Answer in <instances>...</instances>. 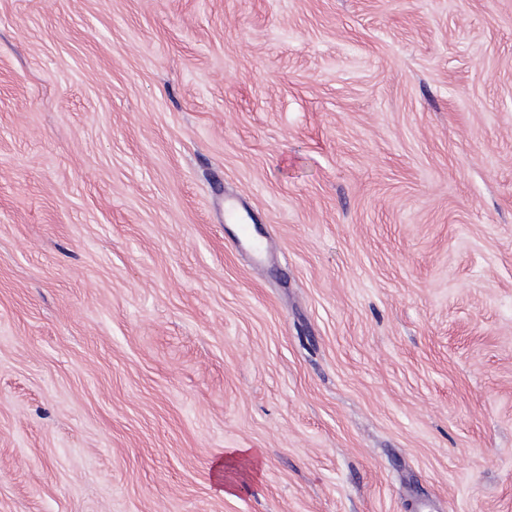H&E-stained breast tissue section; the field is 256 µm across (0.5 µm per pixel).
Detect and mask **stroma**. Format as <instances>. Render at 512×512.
<instances>
[{"label":"stroma","instance_id":"obj_1","mask_svg":"<svg viewBox=\"0 0 512 512\" xmlns=\"http://www.w3.org/2000/svg\"><path fill=\"white\" fill-rule=\"evenodd\" d=\"M0 512H512V0H0Z\"/></svg>","mask_w":512,"mask_h":512}]
</instances>
